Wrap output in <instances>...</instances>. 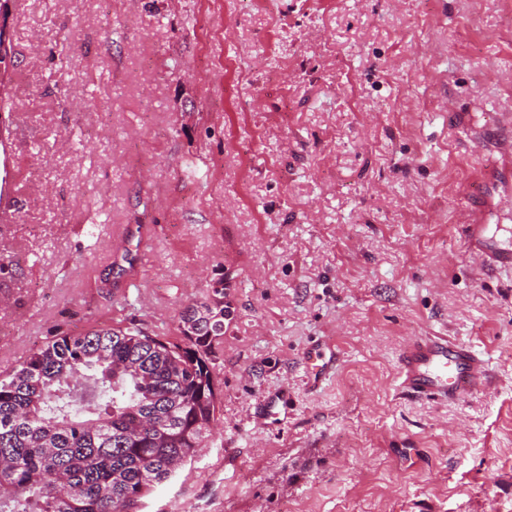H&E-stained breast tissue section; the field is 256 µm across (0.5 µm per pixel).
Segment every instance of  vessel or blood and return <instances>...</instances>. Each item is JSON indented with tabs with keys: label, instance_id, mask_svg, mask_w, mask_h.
<instances>
[{
	"label": "vessel or blood",
	"instance_id": "obj_1",
	"mask_svg": "<svg viewBox=\"0 0 512 512\" xmlns=\"http://www.w3.org/2000/svg\"><path fill=\"white\" fill-rule=\"evenodd\" d=\"M463 230L468 247L480 252L488 265L512 266V239L497 243L486 237L482 224H467ZM337 358L330 344L311 352L310 383L319 384ZM400 380L402 388L411 395L456 401L486 385L487 366L482 356L467 345L444 336H415L401 350Z\"/></svg>",
	"mask_w": 512,
	"mask_h": 512
}]
</instances>
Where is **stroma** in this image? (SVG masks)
I'll list each match as a JSON object with an SVG mask.
<instances>
[{"label": "stroma", "mask_w": 512, "mask_h": 512, "mask_svg": "<svg viewBox=\"0 0 512 512\" xmlns=\"http://www.w3.org/2000/svg\"><path fill=\"white\" fill-rule=\"evenodd\" d=\"M0 372L61 334L177 336L223 282L207 448L139 512H512V0H10ZM133 275L136 285L124 284ZM411 336L483 354L400 387ZM334 344L311 386L304 356ZM468 247L480 252L489 266H512V230L509 229L508 242L498 244L485 236V224H463ZM400 380L411 395L456 401L486 385L487 366L473 348L446 336H413L400 353Z\"/></svg>", "instance_id": "obj_1"}]
</instances>
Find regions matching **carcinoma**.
Instances as JSON below:
<instances>
[{
    "label": "carcinoma",
    "instance_id": "carcinoma-1",
    "mask_svg": "<svg viewBox=\"0 0 512 512\" xmlns=\"http://www.w3.org/2000/svg\"><path fill=\"white\" fill-rule=\"evenodd\" d=\"M224 283L179 336L94 326L52 337L0 376V512H136L217 422Z\"/></svg>",
    "mask_w": 512,
    "mask_h": 512
}]
</instances>
